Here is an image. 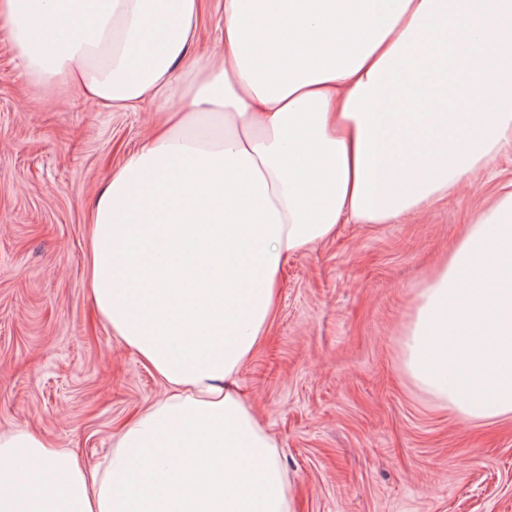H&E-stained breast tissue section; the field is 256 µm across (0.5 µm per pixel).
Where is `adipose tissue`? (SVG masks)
I'll return each mask as SVG.
<instances>
[{
	"label": "adipose tissue",
	"instance_id": "obj_1",
	"mask_svg": "<svg viewBox=\"0 0 512 512\" xmlns=\"http://www.w3.org/2000/svg\"><path fill=\"white\" fill-rule=\"evenodd\" d=\"M204 9L0 0L34 84L103 111L176 104L88 224L89 296L164 394L100 469L0 434V512H295L237 390L289 258L339 224L417 214L512 147V0H223V45L193 60ZM400 358L461 421L512 417V182L424 281Z\"/></svg>",
	"mask_w": 512,
	"mask_h": 512
}]
</instances>
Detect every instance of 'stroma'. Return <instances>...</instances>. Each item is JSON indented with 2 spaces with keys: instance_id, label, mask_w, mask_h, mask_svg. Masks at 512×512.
Returning <instances> with one entry per match:
<instances>
[{
  "instance_id": "1",
  "label": "stroma",
  "mask_w": 512,
  "mask_h": 512,
  "mask_svg": "<svg viewBox=\"0 0 512 512\" xmlns=\"http://www.w3.org/2000/svg\"><path fill=\"white\" fill-rule=\"evenodd\" d=\"M151 112L43 88L0 41V432L35 431L86 466L163 393L89 298L87 220ZM512 151L395 224H343L293 255L240 389L275 437L296 512H512V419L465 424L414 388L402 326L434 263Z\"/></svg>"
}]
</instances>
